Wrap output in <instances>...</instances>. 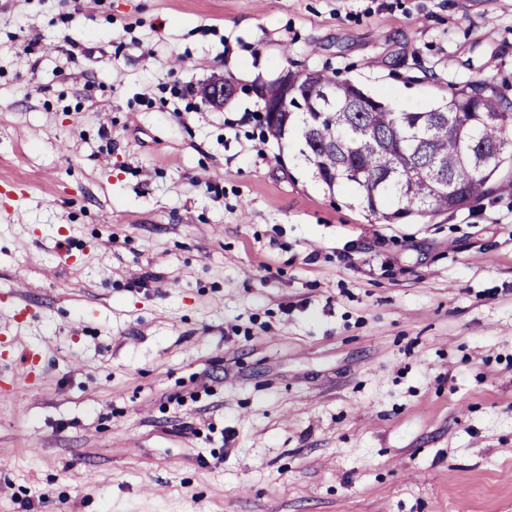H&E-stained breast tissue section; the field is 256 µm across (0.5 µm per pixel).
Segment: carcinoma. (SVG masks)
Wrapping results in <instances>:
<instances>
[{"label": "carcinoma", "mask_w": 512, "mask_h": 512, "mask_svg": "<svg viewBox=\"0 0 512 512\" xmlns=\"http://www.w3.org/2000/svg\"><path fill=\"white\" fill-rule=\"evenodd\" d=\"M268 133L293 140L325 186L346 188L383 224L455 212L512 160V112L480 83L437 107L398 110L327 71H297Z\"/></svg>", "instance_id": "1"}]
</instances>
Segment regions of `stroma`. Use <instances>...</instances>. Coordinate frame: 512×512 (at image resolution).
<instances>
[{
	"mask_svg": "<svg viewBox=\"0 0 512 512\" xmlns=\"http://www.w3.org/2000/svg\"><path fill=\"white\" fill-rule=\"evenodd\" d=\"M287 69L512 103V0H0V512H512V164L379 223ZM224 80L232 82L228 78L215 77L209 82V85L207 83L201 84L199 87L201 98L208 99L209 103L217 108L224 107V103L230 101L237 94V86H230Z\"/></svg>",
	"mask_w": 512,
	"mask_h": 512,
	"instance_id": "obj_1",
	"label": "stroma"
}]
</instances>
